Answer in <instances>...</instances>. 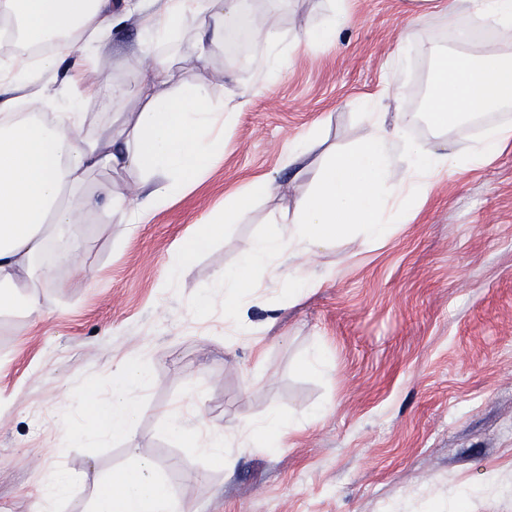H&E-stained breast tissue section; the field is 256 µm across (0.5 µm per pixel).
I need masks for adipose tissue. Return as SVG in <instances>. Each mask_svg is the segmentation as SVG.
<instances>
[{"mask_svg": "<svg viewBox=\"0 0 512 512\" xmlns=\"http://www.w3.org/2000/svg\"><path fill=\"white\" fill-rule=\"evenodd\" d=\"M324 18L306 26L296 42L265 26L253 0H164L143 21L141 53L150 64L133 83L110 84V97L136 94L138 112L96 136H81L79 103L98 99L97 85L83 81L97 63L107 33L137 12V5L115 10L113 0H0V23L8 25L17 50L0 58V304L40 311L36 287L50 283L59 265H76L74 247H63L64 230L82 224L86 214L103 211L120 224H145L175 198L194 187L219 154L226 130L250 104L251 90L214 100L202 74L175 77L163 46L186 42V52L202 61L224 44L228 32L253 22L264 29L260 48L245 62L263 81L276 80L300 56L335 44L352 17L347 0H326ZM469 16L502 36L512 37V0H466ZM195 22L186 34L187 22ZM53 42L50 53L32 58L29 46ZM467 33L453 46L430 51L427 104L419 113L389 111L383 97L365 98L366 135L343 149L312 158L319 129L289 142L284 163L296 176L312 173L309 190L280 210L274 229L255 238L234 271L219 274L213 286L224 294L225 318L236 317L245 292L255 287V271L298 254L329 251L351 227L364 243L386 240L397 224L412 220L447 177L481 168L512 143V123L489 122L486 114L512 104V56L473 52ZM70 63L64 89H51L48 74ZM424 122L430 135L416 139L408 128ZM471 125L480 135L467 152L450 144V132ZM136 170L144 194L131 204L112 184H91L93 173ZM275 178L246 184L224 203L222 213L207 211L195 233L179 242L168 270L169 282L187 271L188 255L202 251L225 225L243 221L255 202L275 197ZM150 378L147 368L122 364L107 407L85 405L82 436L136 437L133 395ZM92 512H177L176 501L153 461L135 457L133 466L99 485Z\"/></svg>", "mask_w": 512, "mask_h": 512, "instance_id": "ef3b65f1", "label": "adipose tissue"}]
</instances>
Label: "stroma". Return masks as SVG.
Wrapping results in <instances>:
<instances>
[{"mask_svg":"<svg viewBox=\"0 0 512 512\" xmlns=\"http://www.w3.org/2000/svg\"><path fill=\"white\" fill-rule=\"evenodd\" d=\"M406 6L351 0L355 23L263 86L193 189L132 235L89 213L72 235L82 271L60 265L36 291L44 316L0 313V512H37L49 466L73 481L59 512H90L97 483L136 454L159 465L181 512H512V149L445 180L383 244L351 233L320 256L259 272L245 335H234L223 294L211 290L276 207L308 189L282 165L289 141L316 125L327 144L360 140L362 99L399 85L400 109H423L430 48L474 21L463 4L429 16L398 68ZM157 7L144 0L112 30L87 82L132 81L147 63L142 16ZM325 9L324 0H282L267 21L294 39ZM205 74L217 98L258 78L220 51ZM262 175L276 177L279 197L258 202L168 284L172 248L197 217ZM297 269L330 278L291 302L284 290ZM252 338L265 345L263 361ZM315 351L313 371L305 361ZM125 361L151 370L135 394L137 452L118 439L70 442L82 423L74 396L105 404ZM167 409L186 427L199 413L224 431L223 457L172 433ZM273 411L298 425L281 448L248 430Z\"/></svg>","mask_w":512,"mask_h":512,"instance_id":"obj_1","label":"stroma"}]
</instances>
